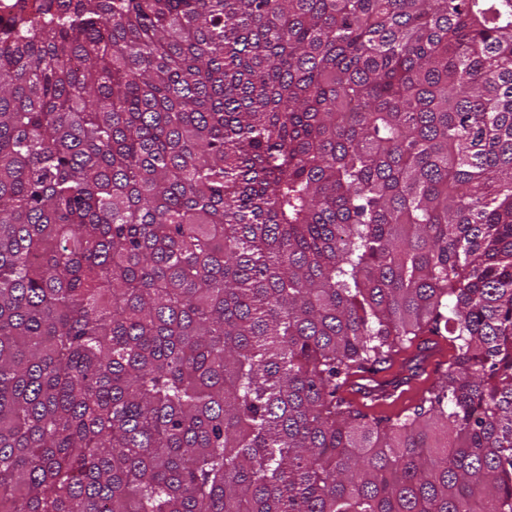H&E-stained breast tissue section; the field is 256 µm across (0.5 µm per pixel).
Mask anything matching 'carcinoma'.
<instances>
[{
  "instance_id": "1",
  "label": "carcinoma",
  "mask_w": 512,
  "mask_h": 512,
  "mask_svg": "<svg viewBox=\"0 0 512 512\" xmlns=\"http://www.w3.org/2000/svg\"><path fill=\"white\" fill-rule=\"evenodd\" d=\"M0 512H512V0L1 27ZM441 342L440 338L436 336H424L421 338V347L417 354L422 360L424 372L432 373L438 367V364L441 363Z\"/></svg>"
}]
</instances>
